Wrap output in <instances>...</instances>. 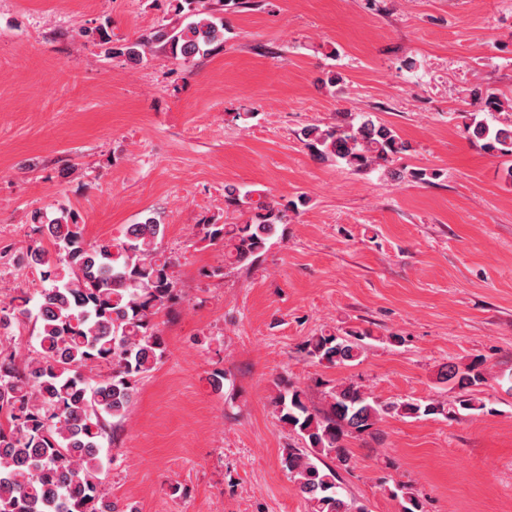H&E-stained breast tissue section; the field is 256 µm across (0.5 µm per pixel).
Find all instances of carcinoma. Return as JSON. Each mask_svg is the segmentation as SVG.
<instances>
[{"mask_svg":"<svg viewBox=\"0 0 512 512\" xmlns=\"http://www.w3.org/2000/svg\"><path fill=\"white\" fill-rule=\"evenodd\" d=\"M176 19L159 22L146 37L110 47L105 55H123L138 63L148 47H157L183 63L224 43V22L214 17L208 0H168ZM482 102L470 112L464 133L482 142L493 157L507 159L512 177V98L474 89ZM301 140L320 160L362 172L388 168L407 145L395 130L370 112L344 115L336 124L306 127ZM248 195L225 188L224 223L214 218L195 225L194 236L218 248L224 269L251 270L279 237L284 210L276 201H257L253 218L242 223L229 215L242 211ZM32 240L25 261L40 270L44 288L33 299L26 292L0 303V512H137L110 500L101 489V441L114 433L110 420L129 415L141 379L160 365L167 346L156 319L180 299L175 259L161 247L165 226L153 217L125 227L117 242L89 243L84 224L73 211L48 219L31 216ZM49 242L48 249L43 242ZM34 318L33 354L23 357L5 345L13 326ZM367 334L322 332L304 343L320 364L356 361ZM106 365L112 376L95 380ZM484 379L481 361L448 363L438 380L460 391L462 410L482 411L486 404L473 391ZM274 406L279 420L300 443L283 452L281 463L309 504L310 512H369L348 504L338 491L337 470L349 472L354 456L347 437L370 430L385 416L420 418L446 414L439 402H379L353 383L328 392V406L308 405L303 391L280 382ZM335 466H319L321 457ZM403 512H425L422 501L401 487Z\"/></svg>","mask_w":512,"mask_h":512,"instance_id":"1","label":"carcinoma"}]
</instances>
